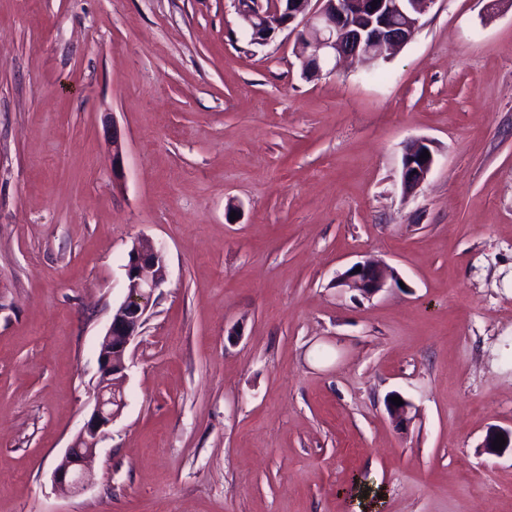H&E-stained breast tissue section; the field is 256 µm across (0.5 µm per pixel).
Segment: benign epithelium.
Masks as SVG:
<instances>
[{
  "label": "benign epithelium",
  "instance_id": "benign-epithelium-1",
  "mask_svg": "<svg viewBox=\"0 0 512 512\" xmlns=\"http://www.w3.org/2000/svg\"><path fill=\"white\" fill-rule=\"evenodd\" d=\"M376 7H371L372 2ZM435 0H234L236 14L250 35V43L263 45L277 32L296 33L295 54L303 75L319 77L329 63L339 66L350 59L362 64L385 61L406 45L421 25ZM431 143L415 139L402 157L403 193L410 195L428 179L435 157ZM361 271H356V267ZM126 294L112 312L111 322L99 344V381L93 393L89 418L67 447L54 469L53 480L76 493L92 481L87 462L123 408L120 385L126 379L127 356L147 320L153 298L167 280L164 248L148 240L133 241L123 266ZM398 282L394 269L371 259L359 261L338 277V284L372 297ZM512 447V429L492 428L483 441L489 454L496 436Z\"/></svg>",
  "mask_w": 512,
  "mask_h": 512
}]
</instances>
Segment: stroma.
I'll return each instance as SVG.
<instances>
[{
  "mask_svg": "<svg viewBox=\"0 0 512 512\" xmlns=\"http://www.w3.org/2000/svg\"><path fill=\"white\" fill-rule=\"evenodd\" d=\"M295 39L250 44L231 0H0V512H353L355 481L512 512L482 446L512 428V0H436L315 79ZM139 237L167 281L62 492ZM367 257L399 284L339 286ZM431 146V143L424 139H415L406 146L401 169V183L405 195L414 193L428 179L435 163ZM424 150H428L430 157L427 160H420Z\"/></svg>",
  "mask_w": 512,
  "mask_h": 512,
  "instance_id": "stroma-1",
  "label": "stroma"
}]
</instances>
